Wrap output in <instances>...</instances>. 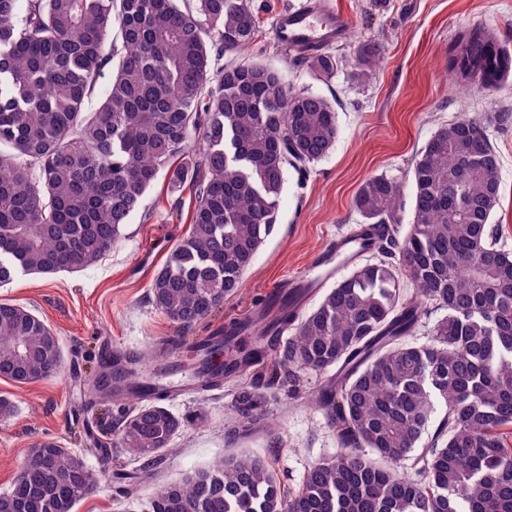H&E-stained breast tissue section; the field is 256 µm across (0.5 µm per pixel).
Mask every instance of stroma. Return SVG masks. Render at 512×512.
I'll return each instance as SVG.
<instances>
[{"instance_id": "35a3bbf8", "label": "stroma", "mask_w": 512, "mask_h": 512, "mask_svg": "<svg viewBox=\"0 0 512 512\" xmlns=\"http://www.w3.org/2000/svg\"><path fill=\"white\" fill-rule=\"evenodd\" d=\"M300 0H252L259 27L246 49L224 63L261 61L278 69L287 84L320 94L336 105L339 135L331 153L306 175L289 172L273 234L256 254L237 292L189 332L192 343L246 318L269 292L310 274L337 236L362 218L354 195L369 176L409 182L421 148L460 113L487 116L512 110V85L498 91L469 89L447 70L458 38L474 26L494 32L512 51V0H333L349 19L345 41L332 46L337 70L321 79L277 44L276 14ZM376 42L385 49L374 77L354 78L358 48ZM499 159L500 201L493 222L498 245L512 252V128H491ZM190 190L171 192L158 178L125 225L112 250L84 271L50 277L20 275L0 286V303L24 306L61 339L58 376L26 385L0 377V397L12 399L14 415L0 420V494L10 490L27 452L51 437L80 450L96 479L94 492L76 512H131L118 494L120 478L136 476L139 461L127 454L116 430L132 404L92 405L91 370L106 342L146 352L169 341L174 329L149 300V285L169 250L183 237L193 210ZM248 370L219 389L171 401L191 423L174 440L176 453L157 467L155 481L140 485L146 503L160 484L182 480L228 452L245 449L272 458L282 485L299 486L308 466L335 453L336 434L310 402L322 376L305 372L298 386L282 387L262 403L261 423L242 422L235 412L240 388L256 383Z\"/></svg>"}]
</instances>
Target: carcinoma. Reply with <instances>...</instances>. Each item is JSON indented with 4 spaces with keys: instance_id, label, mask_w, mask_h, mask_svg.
<instances>
[{
    "instance_id": "carcinoma-1",
    "label": "carcinoma",
    "mask_w": 512,
    "mask_h": 512,
    "mask_svg": "<svg viewBox=\"0 0 512 512\" xmlns=\"http://www.w3.org/2000/svg\"><path fill=\"white\" fill-rule=\"evenodd\" d=\"M257 28L251 0H0V284L92 266L163 175L173 191L191 186L195 204L150 300L178 336L221 307L275 229L288 169L307 173L339 134L335 105L292 90L272 66L213 70L214 54L242 49ZM382 58L380 45H362L354 76L372 78ZM307 63L324 79L337 68L329 52ZM448 66L498 90L512 52L476 27ZM492 125L512 127V111L465 112L428 140L404 231L403 183L362 182L353 205L363 222L346 235L352 270L315 307L302 312L295 288L271 316L231 321L197 347L203 390L253 366L270 391L295 385L298 368L324 376L311 402L336 430V454L287 491L271 459L230 452L160 486L146 512H512V254L491 225ZM365 253L373 259L357 261ZM426 302L444 314L413 345ZM284 334L268 357L263 341ZM179 346L166 343L153 362L169 371ZM61 362L49 325L0 304V376L30 384ZM124 379L115 396L136 406L119 441L152 479L187 419L140 370ZM261 399L242 389L239 417L256 421ZM24 465L0 512H74L93 490L84 457L56 440Z\"/></svg>"
}]
</instances>
